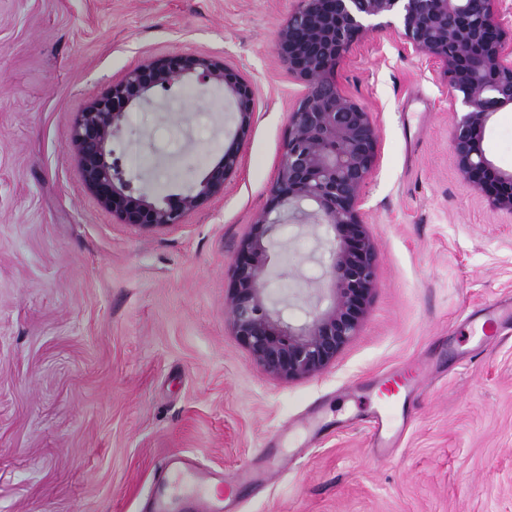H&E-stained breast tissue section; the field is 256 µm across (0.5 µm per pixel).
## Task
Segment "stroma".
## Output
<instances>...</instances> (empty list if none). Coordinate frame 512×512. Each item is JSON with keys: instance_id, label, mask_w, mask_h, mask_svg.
Masks as SVG:
<instances>
[{"instance_id": "obj_1", "label": "stroma", "mask_w": 512, "mask_h": 512, "mask_svg": "<svg viewBox=\"0 0 512 512\" xmlns=\"http://www.w3.org/2000/svg\"><path fill=\"white\" fill-rule=\"evenodd\" d=\"M297 0H0V512H150L180 454L244 485L238 512H512V217L460 177L444 79L402 41L364 34L336 70L378 130L362 210L378 275L361 326L322 374L261 371L224 309L240 240L266 207L301 87L274 42ZM211 56L254 84L257 112L223 195L180 226L124 224L83 186L77 112L143 60ZM235 131L216 90L127 114L117 157L161 199L193 187ZM512 169V110L484 141ZM323 247L284 223L270 289L295 321ZM418 363L379 458L375 382Z\"/></svg>"}]
</instances>
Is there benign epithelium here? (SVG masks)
Returning a JSON list of instances; mask_svg holds the SVG:
<instances>
[{
    "label": "benign epithelium",
    "instance_id": "obj_1",
    "mask_svg": "<svg viewBox=\"0 0 512 512\" xmlns=\"http://www.w3.org/2000/svg\"><path fill=\"white\" fill-rule=\"evenodd\" d=\"M511 14L507 0H297L277 32L275 50L303 89L289 114L270 204L238 246L224 304L234 336L266 374L289 381L328 368L356 335L377 279V244L361 204L378 159V132L371 112L337 85L336 67L365 33L402 38L405 49L447 83L449 105L458 114L450 142L462 179L492 211L512 216V170L497 167L484 147L492 116L512 108ZM186 81L202 91L224 89L238 117L237 133L196 186L156 201L135 185L112 144L131 108L150 106ZM255 114L254 87L239 69L189 52L147 59L77 113L72 141L82 183L124 224L179 225L224 193ZM287 218L322 227L331 254V302L322 306L316 289L299 325L284 316L267 271L273 232Z\"/></svg>",
    "mask_w": 512,
    "mask_h": 512
}]
</instances>
